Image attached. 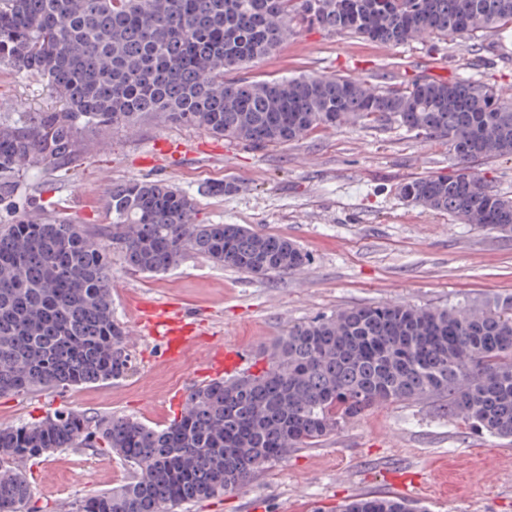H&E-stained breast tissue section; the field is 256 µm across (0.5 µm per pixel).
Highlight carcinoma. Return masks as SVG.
<instances>
[{
    "label": "carcinoma",
    "instance_id": "carcinoma-1",
    "mask_svg": "<svg viewBox=\"0 0 512 512\" xmlns=\"http://www.w3.org/2000/svg\"><path fill=\"white\" fill-rule=\"evenodd\" d=\"M383 45L512 34V0H0V64L38 75L51 112L0 123V201L40 166L63 175L81 131L142 116L277 145L353 123L397 124L442 140L463 163L512 156V101L484 82L428 76L371 84L342 76L224 80L303 29ZM404 199L512 234V198L474 171L400 185ZM195 203L162 182L112 184L106 223L53 217L0 226V396L119 380L134 361L112 312L116 250L135 272L161 273L188 252L252 276L297 271L294 242L240 224H199ZM432 396L464 426L512 438V301L500 307H352L294 324L257 373L190 392L179 418L152 427L126 415L58 410L0 428V512H25L22 465L95 443L133 472L77 512H175L241 490L293 448H312L376 406ZM341 512H423L366 495Z\"/></svg>",
    "mask_w": 512,
    "mask_h": 512
}]
</instances>
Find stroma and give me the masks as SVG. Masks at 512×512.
<instances>
[{"mask_svg": "<svg viewBox=\"0 0 512 512\" xmlns=\"http://www.w3.org/2000/svg\"><path fill=\"white\" fill-rule=\"evenodd\" d=\"M249 75H337L404 83L421 76L493 83L512 97V38L419 39L389 46L309 28L253 64ZM59 102L38 76L0 66V119ZM86 150L65 178L30 169L0 204V224L48 215L100 224L114 182L161 180L193 197L201 224H241L288 238L309 257L292 274L252 277L186 254L157 274L128 270L112 253L115 318L132 326L144 301L172 302L203 320L214 339L265 366L289 326L336 310L385 302L491 305L512 299V234L504 235L403 199L401 183L458 169L446 144L404 128L345 126L299 142L253 145L142 117L83 134ZM185 149L164 155L166 143ZM236 189L224 193L225 182ZM135 368L125 379L0 397V427L66 408L121 414L149 425L180 415L204 369L206 347L167 361L149 336L128 335ZM28 512H59L118 487L130 473L110 450L67 448L27 462ZM397 495L428 512H512V439L475 433L433 399L369 409L317 447L295 448L247 488L184 512H329L362 495Z\"/></svg>", "mask_w": 512, "mask_h": 512, "instance_id": "obj_1", "label": "stroma"}]
</instances>
